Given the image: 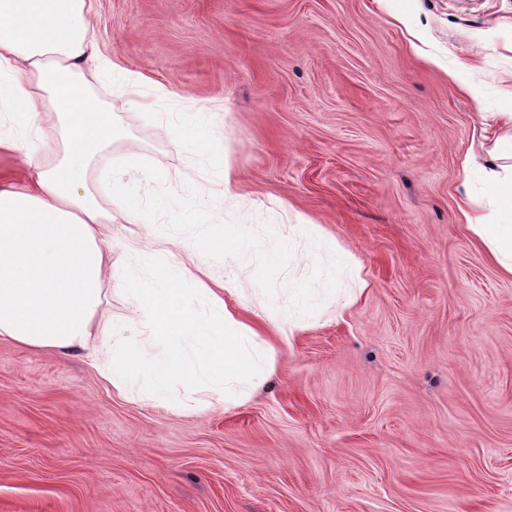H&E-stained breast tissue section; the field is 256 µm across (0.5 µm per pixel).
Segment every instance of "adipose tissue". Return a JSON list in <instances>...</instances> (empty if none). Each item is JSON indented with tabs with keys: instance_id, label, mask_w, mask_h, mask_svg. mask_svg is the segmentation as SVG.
Returning <instances> with one entry per match:
<instances>
[{
	"instance_id": "1",
	"label": "adipose tissue",
	"mask_w": 512,
	"mask_h": 512,
	"mask_svg": "<svg viewBox=\"0 0 512 512\" xmlns=\"http://www.w3.org/2000/svg\"><path fill=\"white\" fill-rule=\"evenodd\" d=\"M92 0H0V106L8 107L15 135H0L25 163L26 187L0 177V341L53 352L81 350L87 363L118 393L132 375L161 402L183 387L184 408L198 406L196 388L217 404L239 396L240 384L270 367L254 327L238 318L245 307L236 279L209 288L188 274L200 251L220 244L204 231L181 252L166 249L164 234L132 239L124 250L143 257L151 277L126 278V301L140 342L103 336L97 313L106 296L104 272L112 248L103 241L112 216L84 186L89 164L118 130L111 113L87 95L92 79L110 72L134 109L139 78L98 51ZM58 137L53 158L37 142ZM462 222L512 276V224L458 206Z\"/></svg>"
}]
</instances>
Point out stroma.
<instances>
[{
	"label": "stroma",
	"mask_w": 512,
	"mask_h": 512,
	"mask_svg": "<svg viewBox=\"0 0 512 512\" xmlns=\"http://www.w3.org/2000/svg\"><path fill=\"white\" fill-rule=\"evenodd\" d=\"M93 22L148 104L90 84L120 129L85 175L114 251L149 228L113 206L105 175L145 160L161 182L122 181L257 231L303 215L368 286L337 309L340 275L290 342L263 325L266 381L224 406L198 390L193 411L117 394L79 352L1 341L0 512H512V277L458 212L465 194L487 207L496 115L512 112V0H94ZM292 236L302 260L274 300L252 253L191 271L283 307L323 256ZM128 275L149 272L132 256L106 272L98 319L134 339Z\"/></svg>",
	"instance_id": "obj_1"
}]
</instances>
